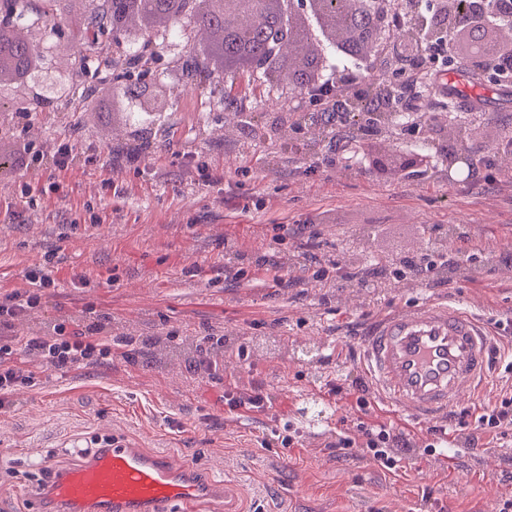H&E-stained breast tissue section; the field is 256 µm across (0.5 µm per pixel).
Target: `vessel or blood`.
<instances>
[{
	"instance_id": "1",
	"label": "vessel or blood",
	"mask_w": 512,
	"mask_h": 512,
	"mask_svg": "<svg viewBox=\"0 0 512 512\" xmlns=\"http://www.w3.org/2000/svg\"><path fill=\"white\" fill-rule=\"evenodd\" d=\"M360 346L372 399L413 428L448 424L465 397L494 386L492 334L458 303L385 312ZM216 494L176 456L112 439L76 467L52 472L37 501L41 512H203Z\"/></svg>"
}]
</instances>
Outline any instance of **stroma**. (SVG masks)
<instances>
[{
	"label": "stroma",
	"instance_id": "1",
	"mask_svg": "<svg viewBox=\"0 0 512 512\" xmlns=\"http://www.w3.org/2000/svg\"><path fill=\"white\" fill-rule=\"evenodd\" d=\"M89 11L90 0H57L51 19H22L42 65L25 83H0V142L36 157L28 170H0V296L28 289L34 267L55 278L14 332L99 323L138 349L215 336L224 350L199 374L172 352L148 361L118 348L109 364L69 373L18 353L37 384L0 410V512H39L26 490L47 482L40 462L76 466L107 436L178 455L221 485L210 512H497L512 497V431L430 452L429 431L378 404V420L412 445L389 472L332 449L337 434H355L360 412L331 388L363 375L358 338L370 320L426 300L467 302L487 324L505 323L500 346L512 341V173L483 166L512 131V85L448 77L457 124H481L465 143L468 180L436 170L387 183L341 169L336 145L352 124L317 139L306 127L255 139L254 125L313 111L303 96L213 108L202 91L184 93L191 55L165 27L150 32L152 74L113 113L99 95L115 87L108 58L133 57L142 42L116 47L106 35L101 48L72 49ZM377 71L404 85L406 112L440 111V97L400 66ZM161 93L163 111L142 109ZM310 140L313 152L293 151ZM62 143L76 159L55 173L47 157ZM126 153L133 164L113 165ZM431 251L454 261L453 287L394 276L405 253ZM335 264L355 278H337ZM257 391L264 410L229 409L226 394Z\"/></svg>",
	"mask_w": 512,
	"mask_h": 512
}]
</instances>
